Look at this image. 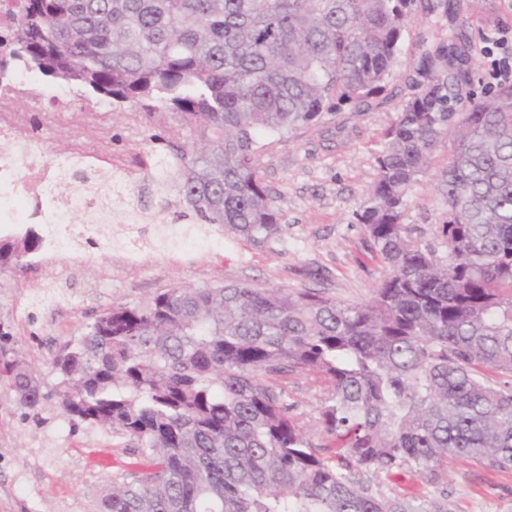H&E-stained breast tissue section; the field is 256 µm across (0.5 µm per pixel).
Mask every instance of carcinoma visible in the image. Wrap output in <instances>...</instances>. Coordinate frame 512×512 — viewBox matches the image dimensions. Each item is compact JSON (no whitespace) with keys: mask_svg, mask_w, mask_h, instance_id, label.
I'll use <instances>...</instances> for the list:
<instances>
[{"mask_svg":"<svg viewBox=\"0 0 512 512\" xmlns=\"http://www.w3.org/2000/svg\"><path fill=\"white\" fill-rule=\"evenodd\" d=\"M448 21L420 53L414 93L385 133L355 216L385 265L371 297L248 283L164 288L114 303L58 351L59 408L73 427L136 440L131 481L100 512H450L375 480L462 458L512 469V85L461 97L476 68L455 0H23L18 54L43 78L122 109L178 114L183 141L158 175L186 202L168 224H211L264 245L282 214L262 181L259 138L288 142L392 76L409 18ZM450 142L438 192L440 255L412 238L408 192ZM33 229L0 237L23 269ZM327 384L316 444L283 380ZM0 381L39 417L49 396L20 353Z\"/></svg>","mask_w":512,"mask_h":512,"instance_id":"obj_1","label":"carcinoma"}]
</instances>
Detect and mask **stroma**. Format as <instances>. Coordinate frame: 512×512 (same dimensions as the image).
Returning a JSON list of instances; mask_svg holds the SVG:
<instances>
[{
    "instance_id": "35a3bbf8",
    "label": "stroma",
    "mask_w": 512,
    "mask_h": 512,
    "mask_svg": "<svg viewBox=\"0 0 512 512\" xmlns=\"http://www.w3.org/2000/svg\"><path fill=\"white\" fill-rule=\"evenodd\" d=\"M458 5L472 55L484 45L487 19L512 27V0H458ZM447 34V22L414 14L388 88L369 110L344 108L299 130L290 142L266 145L261 176L282 213V231L269 243L256 246L208 224H188L190 243L180 252L152 246L131 259L116 242L97 248L89 263L83 246L66 249L53 261L41 248L28 256L26 271L0 269V327L35 365L44 392L57 389L53 359L65 341L77 338L112 303L134 304L163 288L252 283L312 288L347 304L369 299L385 267L366 249L355 212L376 182L384 133L412 93L420 40L432 43ZM44 122L43 155L55 166L72 153L69 115L53 113ZM177 127L173 112L126 107L110 113L105 139L121 179L108 181L107 190L121 185L131 201L149 204L160 194L178 204L175 187L162 188L152 180V160L166 152L165 141ZM153 134L159 143H150ZM448 158L449 146L441 144L429 170L412 185L403 217L413 237L438 250L448 208L437 183ZM323 396L324 387L313 375H290L288 400L317 443ZM43 416L39 423L24 418L13 393L0 384V512H100L101 489L131 471L136 441L95 428L71 430L51 406ZM378 485L401 497L447 493L451 512H512V469L463 459L449 460L434 484L403 471L380 477Z\"/></svg>"
}]
</instances>
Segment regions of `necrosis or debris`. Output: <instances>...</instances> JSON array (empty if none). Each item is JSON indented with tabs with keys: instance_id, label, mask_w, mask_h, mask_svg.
I'll use <instances>...</instances> for the list:
<instances>
[{
	"instance_id": "obj_1",
	"label": "necrosis or debris",
	"mask_w": 512,
	"mask_h": 512,
	"mask_svg": "<svg viewBox=\"0 0 512 512\" xmlns=\"http://www.w3.org/2000/svg\"><path fill=\"white\" fill-rule=\"evenodd\" d=\"M111 110L108 103L86 110L77 107L68 92L52 91L41 84L34 72L18 66L0 76V139L22 153L26 169L14 193L0 192V227L26 223L29 216L55 208L53 176L43 162L40 135L37 125L32 122V113L70 112L77 115L75 150L94 170L99 164L112 162L99 135L101 118Z\"/></svg>"
}]
</instances>
